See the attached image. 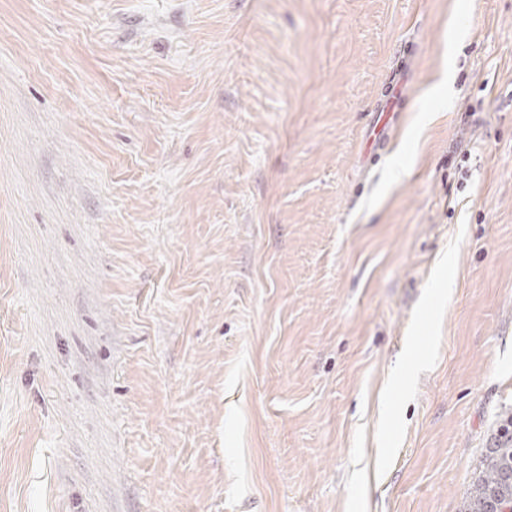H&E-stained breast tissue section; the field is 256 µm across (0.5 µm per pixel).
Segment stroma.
Returning <instances> with one entry per match:
<instances>
[{
  "label": "stroma",
  "instance_id": "1",
  "mask_svg": "<svg viewBox=\"0 0 512 512\" xmlns=\"http://www.w3.org/2000/svg\"><path fill=\"white\" fill-rule=\"evenodd\" d=\"M510 414L512 0H0V512H463ZM396 75L397 74H395L388 82L387 89H392L391 91L393 96L397 99L398 106L402 110L406 100V95L404 94L406 82L400 78L395 81ZM401 110L398 112H401ZM377 112H382L384 114L380 115L378 125L381 124V128L377 133H374L375 137L373 139V143H375L374 150H381L387 145L388 140L390 139L394 127V118L398 112H388V110H385L384 108H377Z\"/></svg>",
  "mask_w": 512,
  "mask_h": 512
}]
</instances>
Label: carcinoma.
I'll use <instances>...</instances> for the list:
<instances>
[{"mask_svg":"<svg viewBox=\"0 0 512 512\" xmlns=\"http://www.w3.org/2000/svg\"><path fill=\"white\" fill-rule=\"evenodd\" d=\"M507 468L512 469V415L502 420L489 447L482 453L464 512H483L485 501L493 494L512 497V485L506 487L501 481Z\"/></svg>","mask_w":512,"mask_h":512,"instance_id":"carcinoma-1","label":"carcinoma"}]
</instances>
